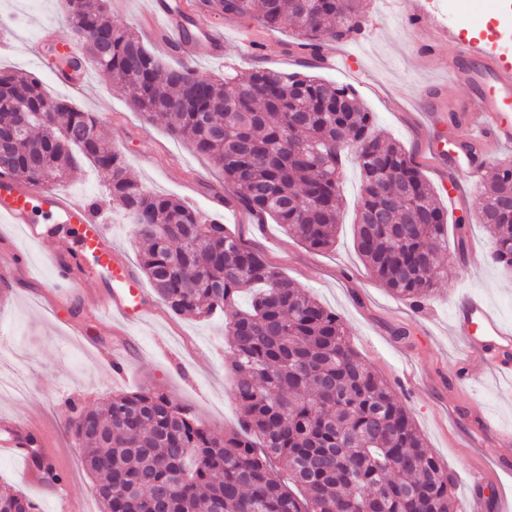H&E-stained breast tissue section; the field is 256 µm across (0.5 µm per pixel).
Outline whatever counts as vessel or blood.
Returning a JSON list of instances; mask_svg holds the SVG:
<instances>
[{"label":"vessel or blood","instance_id":"b4317fda","mask_svg":"<svg viewBox=\"0 0 512 512\" xmlns=\"http://www.w3.org/2000/svg\"><path fill=\"white\" fill-rule=\"evenodd\" d=\"M151 2L154 14L167 20L160 36L164 51L188 61L201 56L204 46L221 43V36L213 31L198 37L186 36L190 7L175 13L166 0ZM443 36L454 50L448 67L470 93L467 101L448 106L455 134L448 141L447 151L434 145L428 153L431 160H447L453 170L448 201L454 205L460 200L463 181L475 178L481 160L496 156L503 146L512 144V54L494 52L492 31L485 26L468 32L451 26L444 29ZM0 223L22 226L32 241L47 239L54 224L72 228L80 254L92 260L87 274L99 286L89 299L90 316L124 325L146 321L145 290L130 266L113 250L106 224L87 202L1 174ZM450 331L465 340L468 349L477 355L467 368V378H480L489 368L512 371V326L503 324L483 297L467 295L459 300ZM29 434L28 422L1 421L0 447H26Z\"/></svg>","mask_w":512,"mask_h":512}]
</instances>
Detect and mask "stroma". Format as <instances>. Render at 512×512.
<instances>
[{"mask_svg":"<svg viewBox=\"0 0 512 512\" xmlns=\"http://www.w3.org/2000/svg\"><path fill=\"white\" fill-rule=\"evenodd\" d=\"M192 2L197 29L217 30L224 38L219 54L193 61L197 73L220 75L230 67L244 76L259 63L296 71L298 57L287 50L292 30L268 31L256 19L218 13L205 0ZM109 12L136 31L150 51H157L153 30L158 21L149 15L147 0H109ZM2 17L16 19L18 25L0 31V69L34 74L50 96L95 113L105 142L122 151L131 178L222 222L284 277L335 311L348 326L355 350L393 388L430 452L447 465L458 507L466 506L477 476L491 491L488 512L512 506V467L501 466L502 460L512 459V442L500 438L501 433L512 434V381L491 371L482 380L465 383V350L450 334L453 298L466 292L484 297L512 325V272L491 263L489 234L475 216L482 181H475L458 213L469 231L466 252H448L433 295L422 307H413L383 287L354 249L362 178L353 159L344 161L336 243L325 251L310 249L271 218L252 214L208 158L171 135L163 119H145L111 76L91 67L82 86L59 84L57 48L75 46L77 37L57 0H0ZM458 21L448 0H403L399 8L393 0H365L363 36L336 44L335 59L322 60L314 73L352 85L372 112L376 132L420 158L429 147L426 112L468 96L448 72V45L438 35L440 28ZM246 32L259 44V53L244 47ZM55 187L101 200L113 248L132 269H139L131 225L109 204L107 188L89 162H80L73 177ZM72 240L62 224L52 237L35 244L17 225L0 223V264L13 268L11 278L0 281V374L16 383L0 393V420H35L57 454L56 469L65 476L58 485L35 482L26 456L0 454V484L21 491L41 512H100L92 478L82 469L78 444L66 429L74 407L96 408L114 394L149 386L190 407L199 421L218 432L238 430L241 418L231 395L223 316L172 315L152 290L148 300L157 312L146 323L124 327L89 318L78 299L95 291L92 279L77 274L71 299L49 287L53 270L47 257ZM73 322L84 323L88 335L102 345L128 344L124 380L112 382L102 363L72 335ZM485 417L494 422L497 434L485 432Z\"/></svg>","mask_w":512,"mask_h":512,"instance_id":"1","label":"stroma"}]
</instances>
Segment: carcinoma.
<instances>
[{
  "label": "carcinoma",
  "mask_w": 512,
  "mask_h": 512,
  "mask_svg": "<svg viewBox=\"0 0 512 512\" xmlns=\"http://www.w3.org/2000/svg\"><path fill=\"white\" fill-rule=\"evenodd\" d=\"M226 15L257 14L261 26L291 27L310 69L321 44L361 34L363 0H206ZM62 12L85 51L61 54L64 71L91 64L113 76L133 106L161 114L169 131L207 156L240 200L318 251L336 242L343 157L356 156L362 195L354 242L391 293L414 306L434 292L448 251V211L404 148L372 131L355 90L304 72L262 65L240 79L167 67L139 36L112 19L106 0H76ZM38 119L3 145L0 173L43 183L67 178L79 159L104 176L132 220L140 267L177 316L222 314L240 430L218 433L151 388L112 396L67 423L93 477L101 512H150L162 492L170 512H450L453 478L392 389L351 347L333 311L296 286L222 224L184 202L145 190L121 152L105 145L98 119L48 96L34 75L0 70V131ZM512 163L487 176L479 207L492 236L490 259L512 269ZM384 214L385 223H372ZM252 292L250 307L237 299ZM50 484L64 476L31 456ZM301 488L278 479L280 469ZM0 512H36L0 486Z\"/></svg>",
  "instance_id": "1"
}]
</instances>
